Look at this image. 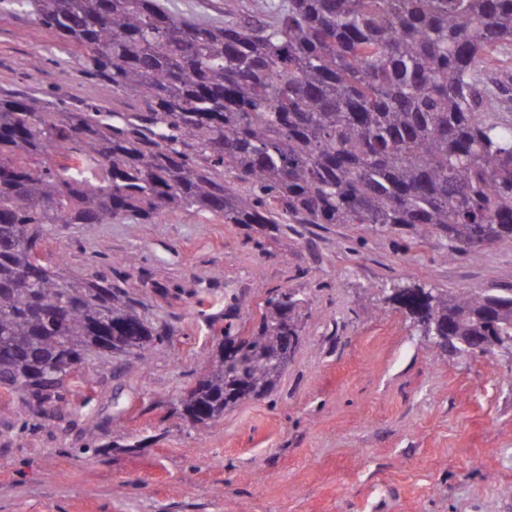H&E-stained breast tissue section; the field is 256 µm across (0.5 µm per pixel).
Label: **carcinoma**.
Returning <instances> with one entry per match:
<instances>
[{"label": "carcinoma", "mask_w": 512, "mask_h": 512, "mask_svg": "<svg viewBox=\"0 0 512 512\" xmlns=\"http://www.w3.org/2000/svg\"><path fill=\"white\" fill-rule=\"evenodd\" d=\"M10 2L134 109L118 125L93 106L0 97V387L23 383L34 414L80 393L83 365L158 335L125 289L53 265L55 224L180 210L410 227L448 239L450 256L512 242V122L490 117L512 112V0H267L255 19L225 0L222 25L159 0ZM488 298L462 290L422 308L512 336V308L486 319ZM295 309L276 294L258 330L225 334L247 366L226 383L216 359L182 400L188 423L246 399L242 376L273 389L268 328Z\"/></svg>", "instance_id": "carcinoma-1"}]
</instances>
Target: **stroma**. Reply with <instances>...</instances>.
<instances>
[{"mask_svg":"<svg viewBox=\"0 0 512 512\" xmlns=\"http://www.w3.org/2000/svg\"><path fill=\"white\" fill-rule=\"evenodd\" d=\"M130 111L21 14L0 12V96ZM439 235L371 224H228L164 211L61 224L63 272L103 276L164 330L143 356L95 365L70 415L0 407V512H512V351L427 343L391 294L512 289V244L456 258ZM135 256L134 266L120 258ZM300 301L274 389L191 426L179 405L225 333Z\"/></svg>","mask_w":512,"mask_h":512,"instance_id":"obj_1","label":"stroma"}]
</instances>
